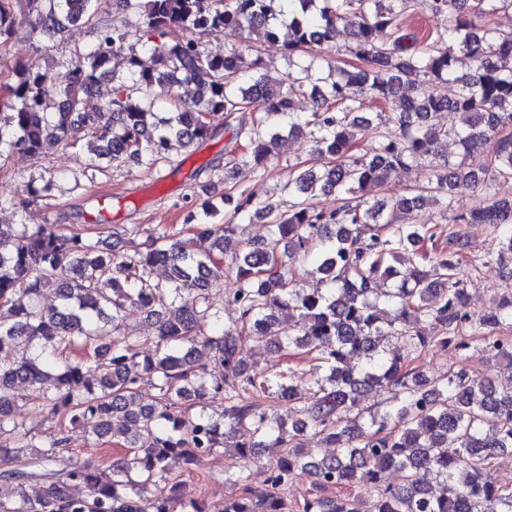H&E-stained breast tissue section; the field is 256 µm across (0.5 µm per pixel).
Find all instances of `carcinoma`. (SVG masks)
<instances>
[{
  "mask_svg": "<svg viewBox=\"0 0 512 512\" xmlns=\"http://www.w3.org/2000/svg\"><path fill=\"white\" fill-rule=\"evenodd\" d=\"M102 2L0 0V46L25 24L50 39L74 25L96 31L95 42L75 48L62 71L20 61L0 69V157L17 163L90 137L96 156L114 165H153L249 110L257 113L256 128L235 164L265 173L271 147L290 136L309 138L312 158L290 172L296 198L287 210L253 201L226 176L224 223L205 224L190 210L180 229L149 232L132 254L119 237L105 251L52 225H0V465L7 467L0 512H294L284 490L307 473L320 492L350 493L306 499L301 512H512V489L493 476L497 457L512 453V342L495 336L512 321V297L470 312L461 275L466 242L448 233L458 246L450 251L426 228L429 205L450 224H485L500 240L497 261H512V192L505 191L512 185V29L474 23L512 12V0H112L142 17L137 41L154 58L150 69L135 53L124 55L129 32L99 26ZM416 5L446 14L447 28L421 39L408 32ZM340 23L353 40L325 88L312 82L311 63L273 80L258 59V72L245 76L236 46L215 55L193 37L254 36L305 57L329 48ZM173 29L186 36L165 40ZM122 55L124 71L113 65ZM104 79L112 96L87 110L84 97ZM439 82L455 83L454 96L434 92ZM185 83L196 85L204 106L178 95ZM308 83L313 109L296 112L291 97ZM160 99L173 109L150 128L146 117ZM369 103L379 108L373 118ZM441 112L460 114L462 126H439ZM362 131L372 135L363 152L356 143ZM450 135L458 163L440 149ZM484 149L482 165H464ZM397 170L416 174L406 193L388 202L363 196ZM461 183L482 191V207L458 211ZM54 187L49 179L25 197L1 194L0 207L23 209ZM321 194L336 195V207L314 206ZM411 212L419 223H399ZM245 215L268 224V236L233 242L235 220ZM300 255L316 261L313 288L296 287ZM158 265L167 269L163 281L151 276ZM226 274L234 277L226 302L238 316L207 334L201 321L216 317L209 289ZM46 290L57 293L59 305L40 303ZM129 303L154 321V335L125 333ZM282 307L286 327L276 315ZM476 337L483 355L507 370L505 379L450 370L433 381L388 349L397 340L413 355L439 342L465 355ZM249 341L306 353L315 361L309 390L283 371L248 364L242 351ZM89 348V361L68 356ZM205 355L220 378L207 379ZM19 382L37 389L39 406L65 415L45 442L18 419ZM143 384L155 390V404L140 400ZM391 388L402 399L373 412L361 408L365 393ZM217 399L223 411L215 417L207 402ZM271 399L293 404L297 419L275 415ZM78 429L110 438L124 457L106 469L60 461ZM310 436L335 453L303 447ZM267 448L276 452L260 495L245 487L209 507L171 476L173 459L191 473L223 452L238 460L237 482H245L248 464ZM58 462L61 469L51 468ZM389 470L401 473V483L383 484ZM30 481L42 484L34 498L26 492ZM73 484L86 495L71 494ZM357 489L369 495L365 511Z\"/></svg>",
  "mask_w": 512,
  "mask_h": 512,
  "instance_id": "1",
  "label": "carcinoma"
}]
</instances>
